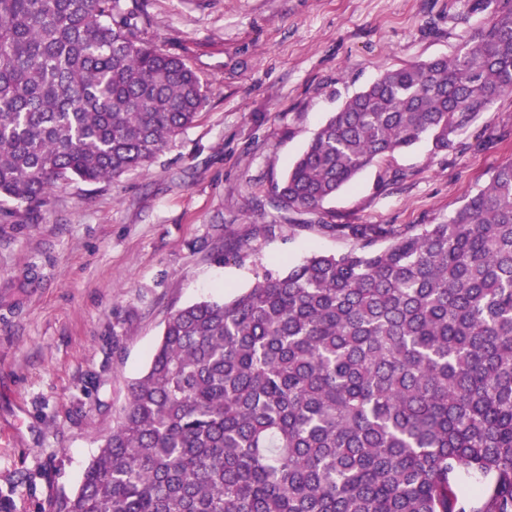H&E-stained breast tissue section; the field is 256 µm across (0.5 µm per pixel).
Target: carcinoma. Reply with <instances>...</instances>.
<instances>
[{"mask_svg":"<svg viewBox=\"0 0 512 512\" xmlns=\"http://www.w3.org/2000/svg\"><path fill=\"white\" fill-rule=\"evenodd\" d=\"M452 59L349 98L272 188L313 214L376 159L456 137L512 90V0ZM137 0H0V223L54 187L147 170L202 111ZM354 242L172 312L52 512H512V162L441 224H319ZM385 241L388 246L375 250Z\"/></svg>","mask_w":512,"mask_h":512,"instance_id":"carcinoma-1","label":"carcinoma"}]
</instances>
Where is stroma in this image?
Returning <instances> with one entry per match:
<instances>
[{
  "mask_svg": "<svg viewBox=\"0 0 512 512\" xmlns=\"http://www.w3.org/2000/svg\"><path fill=\"white\" fill-rule=\"evenodd\" d=\"M472 0H139L146 41L182 58L206 104L148 172L54 190L41 221L0 224V494L48 512L72 493L166 318L352 240L324 224H438L512 161V91L456 153L430 140L363 170L313 215L270 190L318 128L389 68L453 57ZM497 135L490 148L473 143ZM402 180L388 182L392 171Z\"/></svg>",
  "mask_w": 512,
  "mask_h": 512,
  "instance_id": "1",
  "label": "stroma"
}]
</instances>
